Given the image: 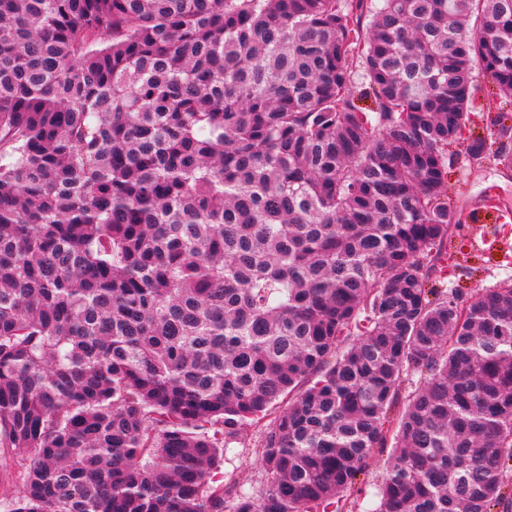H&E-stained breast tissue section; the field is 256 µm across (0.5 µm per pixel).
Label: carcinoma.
I'll return each mask as SVG.
<instances>
[{"label": "carcinoma", "instance_id": "1", "mask_svg": "<svg viewBox=\"0 0 512 512\" xmlns=\"http://www.w3.org/2000/svg\"><path fill=\"white\" fill-rule=\"evenodd\" d=\"M477 69L511 169L512 0H0V512H344L390 440L374 512H509L512 284L430 286ZM283 407L277 409V413ZM277 413L268 416L258 425L246 428L242 436L229 448L224 449V464L217 476H224V482H237L246 491L258 493L265 482V475L259 464V449L261 448L264 424Z\"/></svg>", "mask_w": 512, "mask_h": 512}]
</instances>
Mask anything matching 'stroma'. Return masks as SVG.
I'll use <instances>...</instances> for the list:
<instances>
[{"label": "stroma", "mask_w": 512, "mask_h": 512, "mask_svg": "<svg viewBox=\"0 0 512 512\" xmlns=\"http://www.w3.org/2000/svg\"><path fill=\"white\" fill-rule=\"evenodd\" d=\"M490 188L497 194L499 208L512 211V169L503 168L491 157L479 165L470 164L464 156L455 157L448 173V196L460 222L453 228L446 254L435 261L436 287L454 285L473 294L512 280V265L499 261L487 246L489 228L496 222L494 211H487L484 221L474 218L483 206L485 190ZM263 434V425L250 426L225 449L220 468L225 481L237 483L252 493L261 489L265 481L259 464ZM390 454L387 448L376 452L363 481L348 495L351 512H372Z\"/></svg>", "instance_id": "obj_1"}]
</instances>
